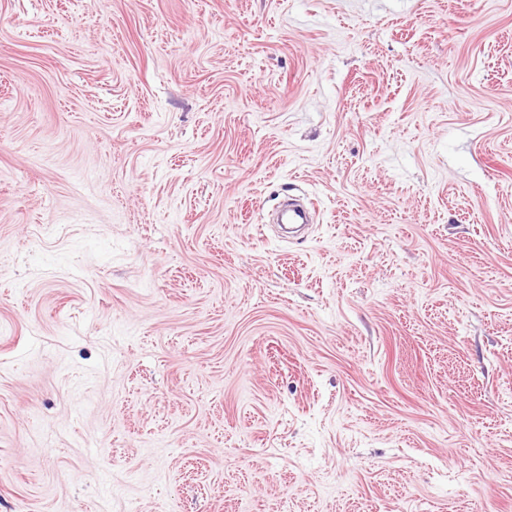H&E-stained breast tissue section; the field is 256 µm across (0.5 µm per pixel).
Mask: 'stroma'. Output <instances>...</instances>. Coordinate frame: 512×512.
<instances>
[{"label": "stroma", "instance_id": "1", "mask_svg": "<svg viewBox=\"0 0 512 512\" xmlns=\"http://www.w3.org/2000/svg\"><path fill=\"white\" fill-rule=\"evenodd\" d=\"M0 512H512V0H0Z\"/></svg>", "mask_w": 512, "mask_h": 512}]
</instances>
